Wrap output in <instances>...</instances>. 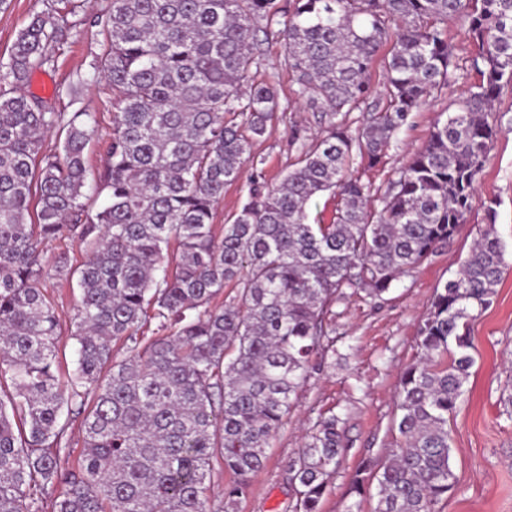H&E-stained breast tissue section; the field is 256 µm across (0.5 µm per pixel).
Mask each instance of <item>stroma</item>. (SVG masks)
I'll return each mask as SVG.
<instances>
[{
	"mask_svg": "<svg viewBox=\"0 0 512 512\" xmlns=\"http://www.w3.org/2000/svg\"><path fill=\"white\" fill-rule=\"evenodd\" d=\"M49 0H7L0 5V55L34 13ZM56 45L54 63L33 70L24 90L42 100L51 112H91L99 134L87 155L91 174L106 160V142L112 131V99L98 69L104 37L97 25L110 0H75ZM264 65L259 79L276 83L288 108L279 113L267 134L254 142L253 160L261 162L269 184H279L296 151L294 131L312 136L318 130L313 113L293 98V79L281 67V47L263 46ZM481 80L476 70L461 72L457 82L412 113L383 164L366 168L355 163L363 181L386 186L393 170L427 141L439 114L455 111L458 99ZM497 135L480 176L482 197L498 202L496 230L507 246L506 267L493 304L471 323L475 364L464 386V396L448 419L454 448V485L437 512H512V414L501 398L512 393V85L504 86L489 114ZM484 224L483 209H475L459 235L423 264L394 281L379 297L359 293L336 304L330 335L336 351L312 373L279 429L270 440L264 468L251 480L233 512H293L295 494L288 480V463L302 447L319 415H337L346 451L321 502V512H345L351 502V478L367 457L385 458L402 441L394 427L395 397L400 375L416 357L415 338L420 320L436 288L452 278ZM72 267L86 255L79 242L60 235L46 245L44 263L50 273L43 286L54 301L62 326H69L79 291L74 280L53 273L59 254Z\"/></svg>",
	"mask_w": 512,
	"mask_h": 512,
	"instance_id": "1",
	"label": "stroma"
}]
</instances>
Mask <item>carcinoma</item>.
<instances>
[{
  "label": "carcinoma",
  "instance_id": "obj_1",
  "mask_svg": "<svg viewBox=\"0 0 512 512\" xmlns=\"http://www.w3.org/2000/svg\"><path fill=\"white\" fill-rule=\"evenodd\" d=\"M56 2L0 57V512H40L50 489L52 512H212L217 456L235 475L224 487L232 508L313 362L334 349L333 307L349 290L386 293L480 207L484 229L436 289L401 375L404 442L360 462L347 508L361 512L375 479L373 512H436L454 480L448 415L475 363L469 323L493 303L505 267L498 202L480 198L478 182L497 134L488 112L512 82V0H111L100 67L115 112L92 184L96 115L49 112L22 90L53 61L74 12L73 0ZM450 20L478 45L481 81L376 188L354 158L383 163L409 114L456 80ZM272 40L320 131L280 184L255 169L218 237L215 205L279 109L273 82L252 76ZM355 111L364 116L352 131ZM47 132L59 151L44 149ZM327 191L336 208L324 223L308 206ZM92 194L105 196L94 212ZM65 230L87 259L75 270L65 255L55 262L80 291L76 359L62 380L61 328L40 285L44 244ZM230 284L232 302L211 306ZM65 412L82 416L75 464ZM339 424L319 416L290 460L294 512H320L345 451Z\"/></svg>",
  "mask_w": 512,
  "mask_h": 512
}]
</instances>
